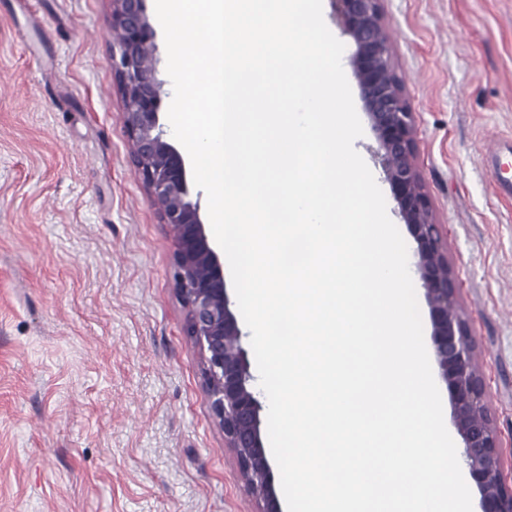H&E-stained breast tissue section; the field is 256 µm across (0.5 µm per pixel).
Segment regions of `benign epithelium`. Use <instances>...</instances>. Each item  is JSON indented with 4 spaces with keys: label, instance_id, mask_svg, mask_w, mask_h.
Instances as JSON below:
<instances>
[{
    "label": "benign epithelium",
    "instance_id": "obj_1",
    "mask_svg": "<svg viewBox=\"0 0 512 512\" xmlns=\"http://www.w3.org/2000/svg\"><path fill=\"white\" fill-rule=\"evenodd\" d=\"M146 2L112 0L111 26L118 34L112 71L123 95L131 156L150 190L151 205L173 233V265L188 309L187 333L202 353L205 388L212 415L224 430V447L233 452L257 512H283L224 261L207 234L185 158L160 119L164 83L158 77L161 59ZM382 2L332 0L336 19L353 43L351 65L375 135L378 162L398 214L417 243L432 343L463 440L462 456L479 492V512H512V484L503 473L486 388L469 341L471 330L458 310L456 278L422 183L414 112L396 74Z\"/></svg>",
    "mask_w": 512,
    "mask_h": 512
}]
</instances>
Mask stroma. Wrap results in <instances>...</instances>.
I'll return each instance as SVG.
<instances>
[{"label":"stroma","instance_id":"1","mask_svg":"<svg viewBox=\"0 0 512 512\" xmlns=\"http://www.w3.org/2000/svg\"><path fill=\"white\" fill-rule=\"evenodd\" d=\"M418 163L512 440V0H384ZM111 0H0V512H255L112 72Z\"/></svg>","mask_w":512,"mask_h":512}]
</instances>
